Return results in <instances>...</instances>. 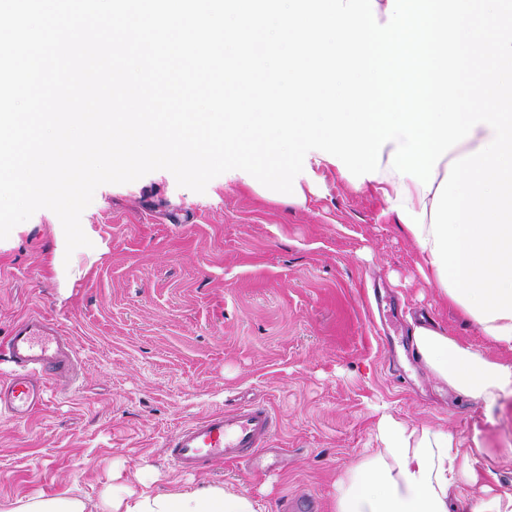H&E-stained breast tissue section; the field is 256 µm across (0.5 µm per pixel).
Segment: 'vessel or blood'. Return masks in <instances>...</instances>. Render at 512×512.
<instances>
[{"mask_svg": "<svg viewBox=\"0 0 512 512\" xmlns=\"http://www.w3.org/2000/svg\"><path fill=\"white\" fill-rule=\"evenodd\" d=\"M0 355L15 366L11 377L0 379V406L18 420L45 404L50 380L76 379L78 359L71 336L41 315L18 318L6 342L0 344ZM276 428L275 416L266 405L242 403L182 427L168 441V455L180 471H202L251 457L270 444Z\"/></svg>", "mask_w": 512, "mask_h": 512, "instance_id": "vessel-or-blood-1", "label": "vessel or blood"}]
</instances>
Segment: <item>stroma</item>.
<instances>
[{
    "instance_id": "1",
    "label": "stroma",
    "mask_w": 512,
    "mask_h": 512,
    "mask_svg": "<svg viewBox=\"0 0 512 512\" xmlns=\"http://www.w3.org/2000/svg\"><path fill=\"white\" fill-rule=\"evenodd\" d=\"M317 174L302 207L220 176L202 193L162 170L102 185L81 217L91 244L61 270L50 210L0 240V340L21 315H46L80 367L29 419L0 415V505L69 487L94 505L117 472L130 485L220 484L264 512L294 498L330 512L336 476L375 445L383 403L411 425L464 440L481 431L483 464L512 492V397L488 413L437 383L409 321L423 314L488 355L497 348L422 279L391 203L335 169ZM254 401L278 421L262 469L174 468L166 442L178 429Z\"/></svg>"
}]
</instances>
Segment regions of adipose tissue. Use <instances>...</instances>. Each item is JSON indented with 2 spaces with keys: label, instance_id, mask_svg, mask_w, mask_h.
Masks as SVG:
<instances>
[{
  "label": "adipose tissue",
  "instance_id": "adipose-tissue-1",
  "mask_svg": "<svg viewBox=\"0 0 512 512\" xmlns=\"http://www.w3.org/2000/svg\"><path fill=\"white\" fill-rule=\"evenodd\" d=\"M371 186L393 202L398 222L420 258L419 269L432 285H439L433 262L432 195L411 178H399L382 163ZM415 352L433 378L460 394L494 410L512 393V359H492L461 344L437 323H414ZM377 446L335 483L332 512H512V493L498 492V475L482 467L480 433L470 444L453 432L414 426L379 410L375 426ZM0 512H87V503L73 489L53 496H33L9 503ZM101 512H260L249 495L200 483L186 489L151 486H113L104 495Z\"/></svg>",
  "mask_w": 512,
  "mask_h": 512
}]
</instances>
